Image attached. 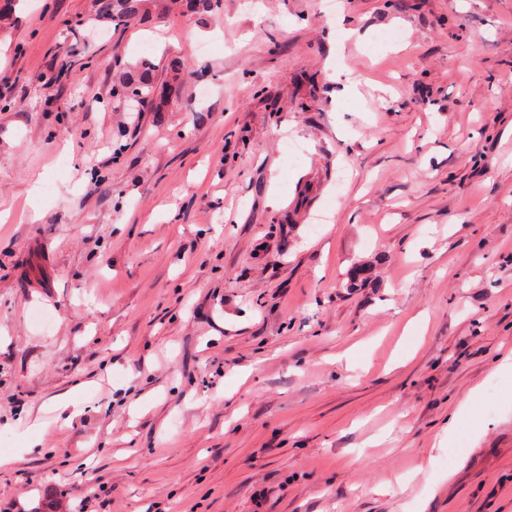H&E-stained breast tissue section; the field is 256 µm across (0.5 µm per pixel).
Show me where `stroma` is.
Instances as JSON below:
<instances>
[{
	"instance_id": "35a3bbf8",
	"label": "stroma",
	"mask_w": 512,
	"mask_h": 512,
	"mask_svg": "<svg viewBox=\"0 0 512 512\" xmlns=\"http://www.w3.org/2000/svg\"><path fill=\"white\" fill-rule=\"evenodd\" d=\"M322 2L0 28V512H512V0ZM118 68L121 77L119 83L113 86V96L125 98L133 110L140 112L141 106L155 97L157 85L153 66L142 63L130 76L124 63Z\"/></svg>"
}]
</instances>
